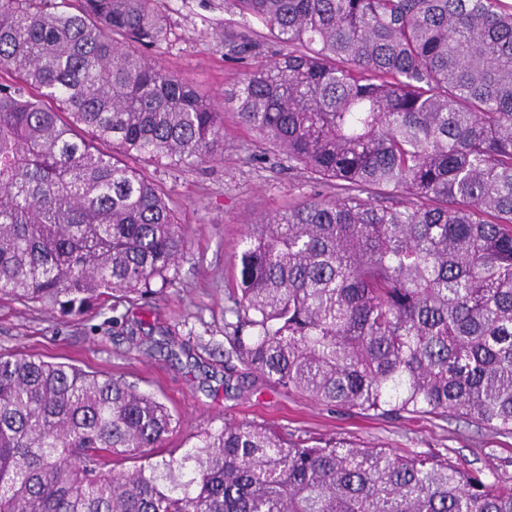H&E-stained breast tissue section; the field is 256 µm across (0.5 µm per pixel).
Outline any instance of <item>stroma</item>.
Here are the masks:
<instances>
[{
  "label": "stroma",
  "instance_id": "1",
  "mask_svg": "<svg viewBox=\"0 0 512 512\" xmlns=\"http://www.w3.org/2000/svg\"><path fill=\"white\" fill-rule=\"evenodd\" d=\"M168 37L152 58L200 92L232 88L245 70L224 44V0H157ZM176 210L186 249L150 294L62 318L50 309L0 299V353L27 354L106 374L159 397L177 424L164 451L180 456L200 429L254 421L289 437H336L398 453L448 457L463 468L512 477V437L465 420L366 416L286 391L228 355L224 308L234 286L246 226L308 192L278 151L257 144L232 111L224 113L221 159L187 172L146 166ZM138 320L129 331L127 319Z\"/></svg>",
  "mask_w": 512,
  "mask_h": 512
}]
</instances>
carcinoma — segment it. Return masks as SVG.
<instances>
[{
  "label": "carcinoma",
  "mask_w": 512,
  "mask_h": 512,
  "mask_svg": "<svg viewBox=\"0 0 512 512\" xmlns=\"http://www.w3.org/2000/svg\"><path fill=\"white\" fill-rule=\"evenodd\" d=\"M154 0H0V297L79 315L184 254L124 158L215 159L224 111L307 174L247 225L231 354L374 416L512 437V0H224L282 50L206 96L144 53ZM174 415L122 380L0 354V512H512V478L249 421L158 452ZM130 460L135 466L121 468Z\"/></svg>",
  "instance_id": "obj_1"
}]
</instances>
